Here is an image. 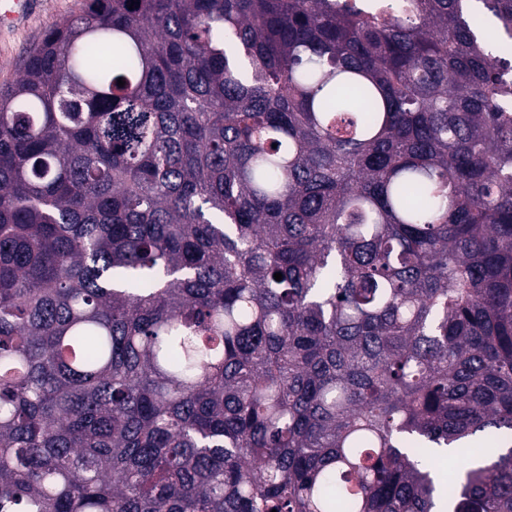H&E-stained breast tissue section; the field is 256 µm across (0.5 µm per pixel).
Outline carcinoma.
Masks as SVG:
<instances>
[{
	"mask_svg": "<svg viewBox=\"0 0 512 512\" xmlns=\"http://www.w3.org/2000/svg\"><path fill=\"white\" fill-rule=\"evenodd\" d=\"M409 9L46 29L0 91V512H512V0Z\"/></svg>",
	"mask_w": 512,
	"mask_h": 512,
	"instance_id": "1",
	"label": "carcinoma"
}]
</instances>
